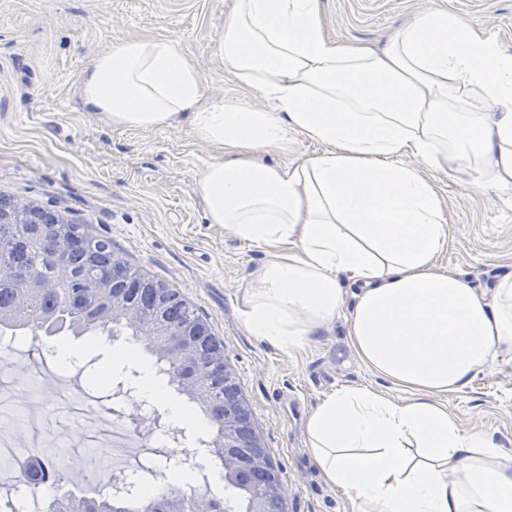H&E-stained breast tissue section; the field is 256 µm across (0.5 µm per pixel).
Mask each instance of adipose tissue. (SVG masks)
Here are the masks:
<instances>
[{"label": "adipose tissue", "instance_id": "adipose-tissue-1", "mask_svg": "<svg viewBox=\"0 0 512 512\" xmlns=\"http://www.w3.org/2000/svg\"><path fill=\"white\" fill-rule=\"evenodd\" d=\"M219 49L266 111L204 102L177 43L153 37L113 41L82 106L130 128L187 117L216 151L197 181L210 223L271 254L242 293L247 330L296 353L345 316L360 363L405 391L345 386L308 419L349 512H512V455L462 432L442 401L512 354V276L485 295L442 266L448 214L401 163L451 161L470 189H512V55L440 9L398 26L384 52L340 44L320 0H233ZM293 132L323 151L264 163Z\"/></svg>", "mask_w": 512, "mask_h": 512}]
</instances>
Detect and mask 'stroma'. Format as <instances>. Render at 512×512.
<instances>
[{
  "label": "stroma",
  "instance_id": "stroma-1",
  "mask_svg": "<svg viewBox=\"0 0 512 512\" xmlns=\"http://www.w3.org/2000/svg\"><path fill=\"white\" fill-rule=\"evenodd\" d=\"M229 0H0V194L85 225L109 238L136 267L180 291L224 340V354L249 400L270 458L280 470L288 512H344V494L327 484L310 452L306 423L325 395L341 386L368 385L400 397L352 353L347 323L337 318L289 354L249 333L241 293L269 253L209 223L195 191L214 154L187 120L156 129L112 125L84 111L79 86L95 57L116 39H175L199 71L205 101L262 111L261 96L242 87L218 51ZM327 34L340 43L383 51L388 33L436 8L479 26L512 55V0H320ZM431 180L448 211V271L483 292L512 274V190L466 187L453 166L439 170L403 157ZM67 346L75 364L45 363ZM124 337L97 332L28 339L18 352L0 348V365L14 378L0 397V415L13 420L17 447L60 441L73 454L110 458L106 432L65 399L77 389L92 408L112 405V387L134 366L114 363ZM41 372L43 401H29L25 375ZM448 411L463 431L487 434L512 453V355L487 367Z\"/></svg>",
  "mask_w": 512,
  "mask_h": 512
}]
</instances>
